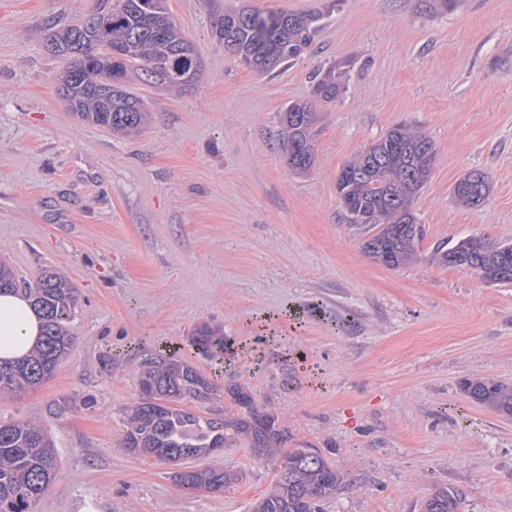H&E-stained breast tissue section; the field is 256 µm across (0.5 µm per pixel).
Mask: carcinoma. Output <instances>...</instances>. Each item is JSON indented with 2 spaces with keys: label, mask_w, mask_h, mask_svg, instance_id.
Masks as SVG:
<instances>
[{
  "label": "carcinoma",
  "mask_w": 512,
  "mask_h": 512,
  "mask_svg": "<svg viewBox=\"0 0 512 512\" xmlns=\"http://www.w3.org/2000/svg\"><path fill=\"white\" fill-rule=\"evenodd\" d=\"M88 14L100 17L97 26L78 22L49 34L48 42L63 59L60 91L68 109L84 122L120 135L136 133L146 123L143 100L112 82V72L135 75L150 85L186 89L201 76V61L193 42L169 12L167 0H95ZM320 21L316 13H264L251 6L224 13L215 22V36L233 44L230 53L246 67L271 73L301 57L311 46ZM341 87L336 66L320 72L315 99L336 101ZM318 112L313 103L294 102L282 113V138L288 167L298 173L314 163ZM436 149L420 128L398 125L345 164L336 190L350 223L372 231L364 252L387 267L399 268L417 258L423 225L412 210L414 199L434 169ZM465 174L454 186L456 202L474 208L487 199L483 183ZM433 260L445 266H466L489 284L512 283V247H483L480 238H465L433 247ZM0 290L20 293L42 319L41 336L24 358L0 361V393H21L53 376L72 347L68 323L76 306L74 289L54 271L45 272L33 286L19 287L9 266L0 263ZM205 357L224 361L230 344L223 331L207 323L191 336ZM141 399L126 414L124 447L177 465L217 455L245 443L276 462L275 489L256 503L253 512H323V505L345 484L344 476L314 448H282L284 434L276 417L254 404L242 387L231 390L246 409L237 419L221 413L200 415L180 407L181 401L213 400L214 388L196 367L159 354L139 363ZM465 390L475 401L512 416V387L494 379L470 381ZM54 444L43 428L31 421H0V512H34L57 476ZM178 488L189 495L221 492L238 474L226 467L185 466L174 472ZM459 498L437 490L426 498L422 512H458Z\"/></svg>",
  "instance_id": "1"
}]
</instances>
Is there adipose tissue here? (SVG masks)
Masks as SVG:
<instances>
[{
	"instance_id": "1",
	"label": "adipose tissue",
	"mask_w": 512,
	"mask_h": 512,
	"mask_svg": "<svg viewBox=\"0 0 512 512\" xmlns=\"http://www.w3.org/2000/svg\"><path fill=\"white\" fill-rule=\"evenodd\" d=\"M41 331V319L29 301L10 291L0 293V359L29 353Z\"/></svg>"
}]
</instances>
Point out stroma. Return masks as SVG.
I'll list each match as a JSON object with an SVG mask.
<instances>
[{"mask_svg": "<svg viewBox=\"0 0 512 512\" xmlns=\"http://www.w3.org/2000/svg\"><path fill=\"white\" fill-rule=\"evenodd\" d=\"M251 3L321 13L310 50L254 72L213 32L239 0H168L203 77L182 91L130 80L149 119L127 137L67 110L46 41L93 0H0V258L22 283L57 269L77 296L54 375L0 395V420L55 442L58 474L35 512H252L273 490L272 463L244 447L208 459L235 484L191 496L170 466L124 448L137 367L169 352L218 389L184 408L236 418L229 390L245 388L288 447L321 449L351 476L326 512H421L440 489L462 495L459 512H512V417L464 389L512 384V284L430 257L469 236L512 244V0L438 14L418 0ZM335 63L344 90L319 107L312 169L293 172L281 114ZM400 123L433 139L436 162L413 204L418 258L391 269L363 251L336 177ZM473 170L491 191L469 209L451 191ZM203 323L232 344L223 364L189 343Z\"/></svg>", "mask_w": 512, "mask_h": 512, "instance_id": "obj_1", "label": "stroma"}]
</instances>
